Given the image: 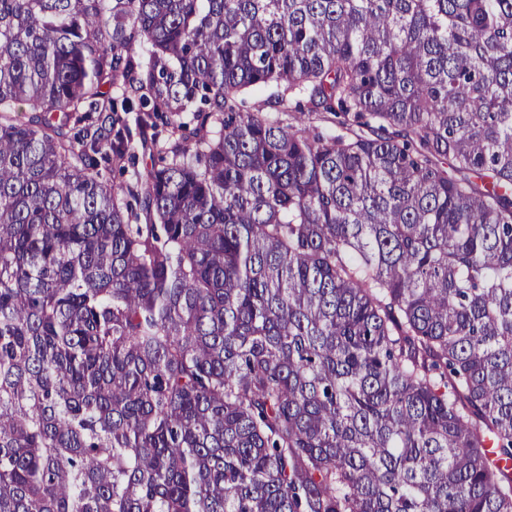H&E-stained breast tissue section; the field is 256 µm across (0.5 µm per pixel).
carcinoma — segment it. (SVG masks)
<instances>
[{
    "instance_id": "obj_1",
    "label": "carcinoma",
    "mask_w": 512,
    "mask_h": 512,
    "mask_svg": "<svg viewBox=\"0 0 512 512\" xmlns=\"http://www.w3.org/2000/svg\"><path fill=\"white\" fill-rule=\"evenodd\" d=\"M0 512H512V0H0Z\"/></svg>"
}]
</instances>
